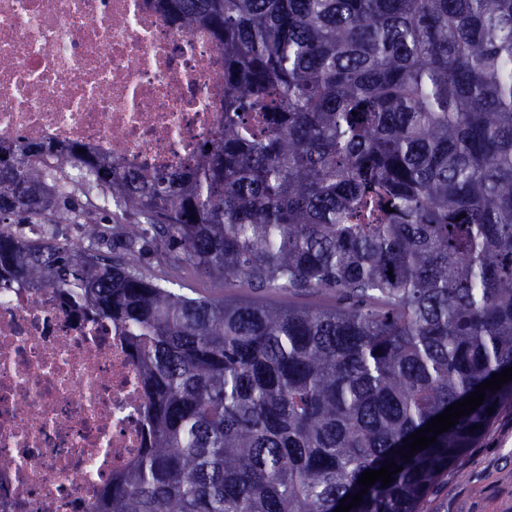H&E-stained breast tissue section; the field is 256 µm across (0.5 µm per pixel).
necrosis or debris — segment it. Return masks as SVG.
<instances>
[{"mask_svg": "<svg viewBox=\"0 0 512 512\" xmlns=\"http://www.w3.org/2000/svg\"><path fill=\"white\" fill-rule=\"evenodd\" d=\"M224 122V52L158 0H0V140L82 142L136 168L196 160ZM111 322L0 285V512H85L146 446Z\"/></svg>", "mask_w": 512, "mask_h": 512, "instance_id": "4bbe7bcc", "label": "necrosis or debris"}]
</instances>
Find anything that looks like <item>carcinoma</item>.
Returning <instances> with one entry per match:
<instances>
[{"instance_id":"1","label":"carcinoma","mask_w":512,"mask_h":512,"mask_svg":"<svg viewBox=\"0 0 512 512\" xmlns=\"http://www.w3.org/2000/svg\"><path fill=\"white\" fill-rule=\"evenodd\" d=\"M161 2L224 47L199 161L0 141V284L112 321L148 392L149 446L88 512H333L391 459L350 512H421L512 400L511 380L398 454L512 367V0ZM69 168L86 244L5 224L68 203ZM186 266L280 303L190 297L170 287Z\"/></svg>"}]
</instances>
